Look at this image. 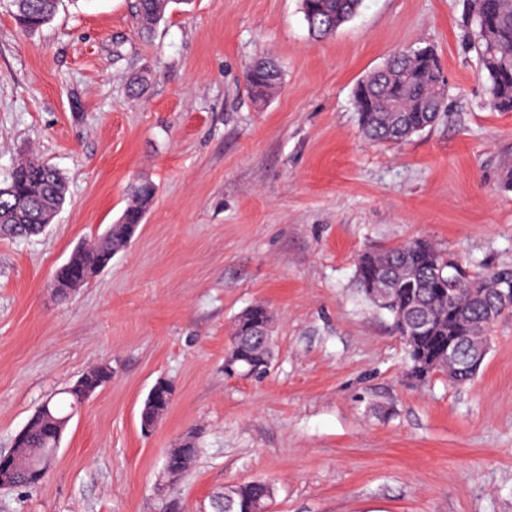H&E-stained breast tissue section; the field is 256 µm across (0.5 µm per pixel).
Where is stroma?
<instances>
[{
	"label": "stroma",
	"mask_w": 512,
	"mask_h": 512,
	"mask_svg": "<svg viewBox=\"0 0 512 512\" xmlns=\"http://www.w3.org/2000/svg\"><path fill=\"white\" fill-rule=\"evenodd\" d=\"M133 2L64 0L26 32L0 0V182L28 156L68 185L42 234L0 237V450L47 397L113 369L43 482L0 490V512H215L225 486L257 479L271 512H512V315L469 384L420 380L354 285L359 255L417 238L476 270L512 266V112L490 103L465 0H363L321 42L299 0H171L148 37ZM419 47L441 60L440 120L366 141L355 85ZM263 55L282 81L258 105L245 74ZM139 178L157 194L130 246L59 298L55 271ZM256 304L272 365L225 374ZM161 378L175 397L146 433ZM189 434L194 467L164 478Z\"/></svg>",
	"instance_id": "1"
}]
</instances>
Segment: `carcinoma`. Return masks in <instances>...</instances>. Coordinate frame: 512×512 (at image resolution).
I'll return each mask as SVG.
<instances>
[{"instance_id":"1","label":"carcinoma","mask_w":512,"mask_h":512,"mask_svg":"<svg viewBox=\"0 0 512 512\" xmlns=\"http://www.w3.org/2000/svg\"><path fill=\"white\" fill-rule=\"evenodd\" d=\"M171 0H135L137 24L151 31L165 16ZM362 0H300V10L311 38L320 41L336 33L351 20ZM62 0H13L15 18L26 31L49 23ZM470 47L478 56L495 110L512 112V0H467ZM439 60L428 61L415 49L395 52L386 65L359 82L353 92L364 137L372 142L401 144L432 126L446 107V91L439 79ZM246 80L252 97L265 101L281 80L276 62L264 56L250 65ZM156 196V186L139 180L129 186V202L120 217L94 243L72 254L71 265L82 274L75 281L58 269L52 288L65 297L104 269L118 250L127 247ZM66 200L62 175L53 167L29 157L13 168L0 186V236L28 237L44 230ZM357 291L374 307L391 315L396 333L403 340L412 373L427 378L435 373L451 374L457 385L471 382L474 374L466 361L482 352L485 337L505 314L512 301L503 305L502 293L512 294V268L486 266L479 271L464 266V273L448 274V255L431 242L415 239L382 252H367L358 259ZM272 322L264 305L242 311L233 324L231 348L224 371L239 369L260 376L267 372L273 348L259 336V328ZM458 345V358L448 361V341ZM112 378V367L101 364L87 372L80 384L64 391L69 403L51 396L45 400L50 415L33 414L26 425L19 455L34 460L55 444V428L70 415L81 392L98 388ZM163 396L144 402L141 418L154 421L170 408L173 388L161 381ZM198 449L173 452L164 459L177 479L194 466ZM274 496L264 481L224 487L217 497V512H256L266 509Z\"/></svg>"}]
</instances>
